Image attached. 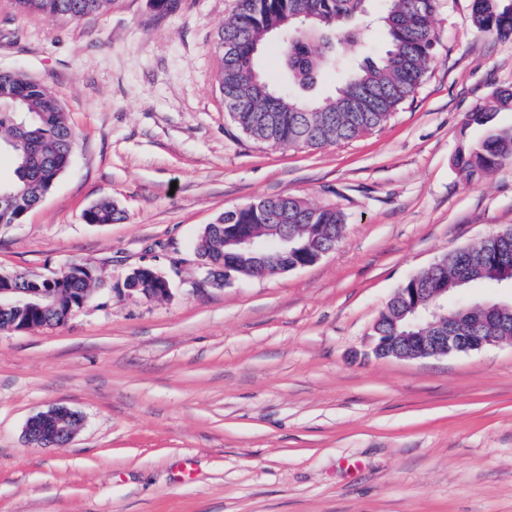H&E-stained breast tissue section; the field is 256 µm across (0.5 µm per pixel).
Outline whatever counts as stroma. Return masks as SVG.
<instances>
[{"instance_id":"obj_1","label":"stroma","mask_w":512,"mask_h":512,"mask_svg":"<svg viewBox=\"0 0 512 512\" xmlns=\"http://www.w3.org/2000/svg\"><path fill=\"white\" fill-rule=\"evenodd\" d=\"M233 4L112 0L76 23L0 0V72L48 87L77 136L41 205L0 224V273L99 277L64 325L0 329V512H512V340L373 352L405 280L512 226V163L469 183L452 164L466 114L512 90V39L440 0L426 79L381 129L280 148L224 109ZM285 192L344 214L336 249L205 285V226ZM104 197L125 220L86 223ZM142 265L169 297L128 295ZM62 406L74 438L29 444L28 419ZM131 278L138 279H146L148 281L153 282L154 284L160 285L162 288H151L154 290H148L144 293L145 296L149 298H156L157 296L166 297L171 292L170 282L169 280L160 272L156 271L151 267H139L135 269L133 274L130 276ZM163 295V296H162Z\"/></svg>"}]
</instances>
